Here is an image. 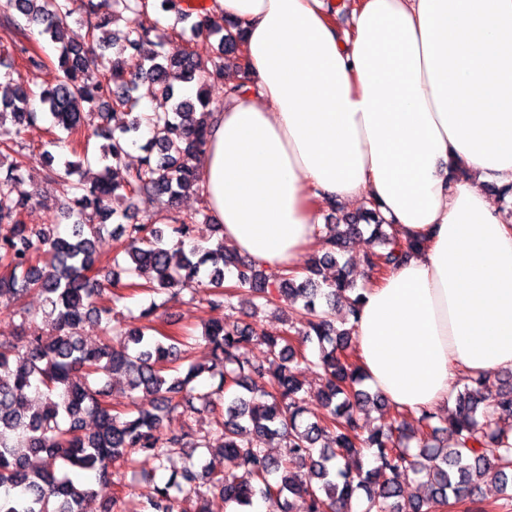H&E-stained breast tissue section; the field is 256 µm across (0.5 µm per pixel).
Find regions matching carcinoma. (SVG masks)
<instances>
[{
  "label": "carcinoma",
  "instance_id": "carcinoma-1",
  "mask_svg": "<svg viewBox=\"0 0 512 512\" xmlns=\"http://www.w3.org/2000/svg\"><path fill=\"white\" fill-rule=\"evenodd\" d=\"M154 9L191 23L197 36L217 37V54L210 60L184 47L165 48L152 30L134 23L136 16ZM117 19L128 24L124 41L144 52L138 70L129 71L124 49L110 45L109 27ZM0 25L14 32V49L30 70L43 65L34 34L46 36L58 51V79L38 86L21 78L0 84V224L11 233L0 237V308L22 317L21 332L0 338V512H89L93 480L111 475L112 463L143 455L158 461L142 472L153 491L140 501L137 512H207L201 490L203 476L211 477L224 503L248 512L258 498L274 499L282 512L289 497L306 501V512H354L353 503L366 497L362 512H440L449 500L467 505V512H485L477 497L480 484L495 483L512 493V438L500 425L512 417V371L496 383L485 377L470 379L457 391L448 410H424L417 427L403 425L368 429L364 424L369 403L386 405L380 394L360 388L362 373L347 354L354 326L338 328L336 307L357 318L362 289L350 278V260L344 258L348 240L368 234L370 249L363 262L370 273L389 270L416 250L419 242L401 241L388 232V222L376 205H362L355 213L332 209L336 222L324 225L325 252L309 259L305 275L268 276L260 267L225 249H184L191 225L208 216L185 214L171 208L165 227L133 221L136 202L166 194L171 202L201 192L197 159L208 137L210 100L200 85L224 77V67L243 69L241 33L223 32L221 22L186 0H88L86 19L75 20L69 0H5ZM82 30L73 34V26ZM112 53H107V50ZM151 83L154 96L169 110L147 114L134 96L139 83ZM97 109L94 128L86 127L85 109ZM130 116L120 132L112 129L116 111ZM39 122L67 134L71 154L55 158L19 147L22 132ZM150 129L141 145L145 152L134 168L123 158ZM93 137L108 140L96 161L102 170L89 186L76 181L90 162ZM49 170L48 181L64 194H74L67 237L51 236L23 223L24 212L38 193L25 187L23 170L35 158ZM116 222L117 242L107 284L95 278L99 239L109 221ZM331 265L335 276L320 284L319 267ZM235 274L224 285V270ZM155 273V292L172 298L189 288H206L213 310L232 312L240 290L250 293L253 309L277 293L299 304L287 328L271 335L257 327H240L216 320L204 334L211 364L189 362L185 374H167V364L186 354L188 343L151 326L124 328L112 324L111 309L102 305L114 288H133L121 282V273ZM36 293L42 297V323L20 302ZM93 318L104 336L119 335L126 345H89L79 335L80 325ZM317 341L315 364L322 379L316 397L324 405L322 417L305 422L307 392L293 373L292 363L302 352L294 341ZM256 342L267 347L262 363L247 357ZM219 377L217 388L204 391L196 381L204 374ZM123 375L134 410L115 413L105 378ZM214 415L221 432L223 469L212 461L188 457L179 475L156 480L169 451L198 448L191 427L166 431L169 415ZM94 418L85 431L84 416ZM449 429L455 442L442 445L438 434ZM285 441L286 454L278 459L258 440ZM417 447H410L411 441ZM416 476L429 489L426 498H404L403 488Z\"/></svg>",
  "mask_w": 512,
  "mask_h": 512
}]
</instances>
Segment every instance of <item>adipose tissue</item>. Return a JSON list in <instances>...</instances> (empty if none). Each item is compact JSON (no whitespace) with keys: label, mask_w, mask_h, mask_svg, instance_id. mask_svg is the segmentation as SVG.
<instances>
[{"label":"adipose tissue","mask_w":512,"mask_h":512,"mask_svg":"<svg viewBox=\"0 0 512 512\" xmlns=\"http://www.w3.org/2000/svg\"><path fill=\"white\" fill-rule=\"evenodd\" d=\"M244 36L247 90L210 121L199 166L224 239L293 269L324 204L377 203L419 250L370 281L355 359L398 411L512 369V0H206Z\"/></svg>","instance_id":"1"}]
</instances>
